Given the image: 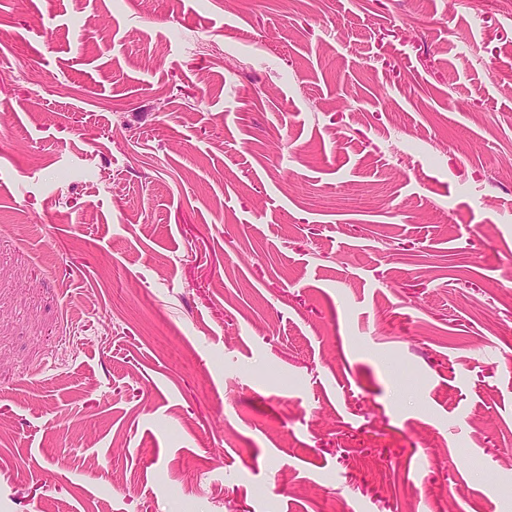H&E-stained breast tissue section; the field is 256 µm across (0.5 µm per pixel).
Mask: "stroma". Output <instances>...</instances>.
<instances>
[{"mask_svg": "<svg viewBox=\"0 0 512 512\" xmlns=\"http://www.w3.org/2000/svg\"><path fill=\"white\" fill-rule=\"evenodd\" d=\"M0 512H512V0H0Z\"/></svg>", "mask_w": 512, "mask_h": 512, "instance_id": "stroma-1", "label": "stroma"}]
</instances>
